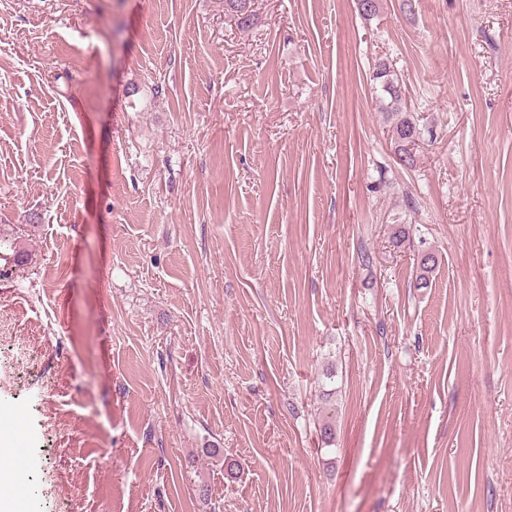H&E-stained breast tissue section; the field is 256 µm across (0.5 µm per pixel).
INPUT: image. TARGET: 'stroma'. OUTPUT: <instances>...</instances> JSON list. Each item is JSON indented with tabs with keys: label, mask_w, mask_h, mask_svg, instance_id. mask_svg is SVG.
<instances>
[{
	"label": "stroma",
	"mask_w": 512,
	"mask_h": 512,
	"mask_svg": "<svg viewBox=\"0 0 512 512\" xmlns=\"http://www.w3.org/2000/svg\"><path fill=\"white\" fill-rule=\"evenodd\" d=\"M254 3L0 0V497L512 512V0ZM371 79L375 82L376 92L380 95L381 99L389 100L386 104V108L391 104V112L396 113L400 118L397 119L392 129V139L394 140L395 148L397 149V156H406L407 160L403 163L404 166L413 167L416 161L417 149L419 148L418 142L423 140V132L416 123L414 117L407 112L404 105L402 85L399 82L397 74L391 71L389 65L386 63H380L373 71ZM401 112H405L403 115ZM407 143L413 144V148L407 151L405 145Z\"/></svg>",
	"instance_id": "stroma-1"
}]
</instances>
